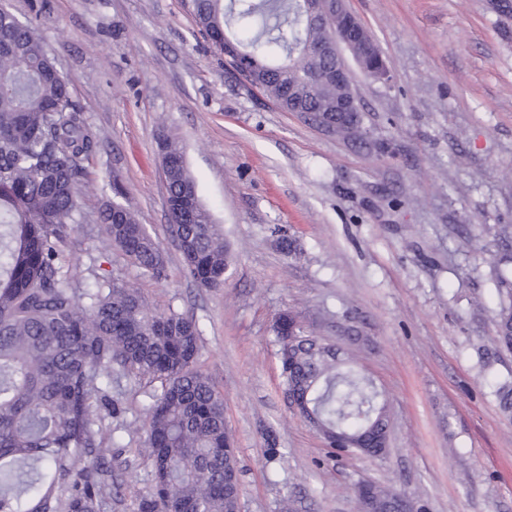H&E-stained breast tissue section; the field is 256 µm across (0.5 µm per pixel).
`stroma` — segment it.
I'll use <instances>...</instances> for the list:
<instances>
[{"instance_id":"1","label":"stroma","mask_w":512,"mask_h":512,"mask_svg":"<svg viewBox=\"0 0 512 512\" xmlns=\"http://www.w3.org/2000/svg\"><path fill=\"white\" fill-rule=\"evenodd\" d=\"M501 0H345L388 79L353 69L366 141L285 112L235 79L182 0H5L38 32L98 133L81 207L120 182L159 240L168 277H146L76 225V265L135 282L148 306L193 316L196 367L224 398L240 512H358L372 482L413 512H512V416L496 382L512 350L491 345L495 276L512 275V10ZM184 146L199 198L224 233L220 288L187 278L169 234L159 134ZM295 242L286 253L280 238ZM353 354L389 402L385 454L332 457L289 408L276 318ZM150 380L112 378L123 414L101 446L112 506L134 512Z\"/></svg>"}]
</instances>
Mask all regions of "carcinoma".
Wrapping results in <instances>:
<instances>
[{"instance_id": "cac0c4a2", "label": "carcinoma", "mask_w": 512, "mask_h": 512, "mask_svg": "<svg viewBox=\"0 0 512 512\" xmlns=\"http://www.w3.org/2000/svg\"><path fill=\"white\" fill-rule=\"evenodd\" d=\"M204 38L254 62L247 83L288 110L299 102L319 124L348 88L324 78L336 67L331 25L311 20L304 0H185ZM100 143L68 82L29 22L0 7V512H105L112 467L101 456L116 413L103 383L116 372L160 382L146 405L145 446L153 483L136 512H239L224 490L239 486L224 402L193 367L200 330L188 315L156 313L110 274L67 264L61 245L85 220L78 186ZM171 236L186 274L224 285V236L197 196L181 144H161ZM97 210L109 245L154 280L167 276L160 242L121 199ZM493 342L512 349V280ZM283 390L307 399L332 435L374 457L389 426L388 403L352 357L298 329L277 351ZM399 494L370 484L361 512H392Z\"/></svg>"}]
</instances>
